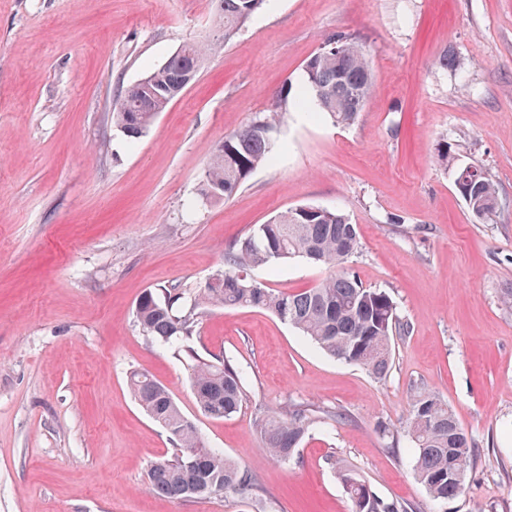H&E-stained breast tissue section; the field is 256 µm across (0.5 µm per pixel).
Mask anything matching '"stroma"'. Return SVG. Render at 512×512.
I'll return each instance as SVG.
<instances>
[{"mask_svg": "<svg viewBox=\"0 0 512 512\" xmlns=\"http://www.w3.org/2000/svg\"><path fill=\"white\" fill-rule=\"evenodd\" d=\"M218 15L219 0H0V512H350L344 465L417 512H512V0H268L129 142L113 101L183 44L223 38ZM338 33L373 64L354 122L284 105L273 163L232 199H202L217 144L284 88L304 92L306 61ZM443 149L492 176L494 221L472 217L453 167L437 163ZM300 205L356 224L347 265L409 331L380 380L269 312L208 308L190 344L236 365L246 391L238 413L211 419L173 349L139 331L135 303L195 291L236 241ZM329 273L292 260L248 275L292 292ZM134 370L257 490L150 492L149 465L173 446L134 401ZM424 391L477 448L445 502L413 471L406 424ZM296 407L317 422L284 464L261 449L258 422Z\"/></svg>", "mask_w": 512, "mask_h": 512, "instance_id": "stroma-1", "label": "stroma"}]
</instances>
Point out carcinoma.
I'll use <instances>...</instances> for the list:
<instances>
[{"mask_svg": "<svg viewBox=\"0 0 512 512\" xmlns=\"http://www.w3.org/2000/svg\"><path fill=\"white\" fill-rule=\"evenodd\" d=\"M266 3V0H220L219 25L229 40ZM338 47L339 52L332 51ZM220 44H187L181 62L162 65L147 74L151 90L133 85L113 103L112 124L130 142L143 137L157 114L172 102L187 74H199L205 57ZM304 73L314 108L338 125H349L365 106L373 85L367 50L347 35L328 38L305 64ZM283 117L276 107L238 132L224 138L204 171L201 196L211 202L228 200L258 168L271 162L270 130ZM455 168L454 185L471 215L487 221L501 206L494 180L472 166ZM347 240H357L356 225L345 215L319 206L290 208L248 237L236 242L225 255L227 269L215 280L186 296L178 288L162 293L144 291L135 305V322L143 335L163 345L177 346L192 337L203 307H255L271 312L296 329L331 357L364 367L372 375H387L394 336L408 325L399 321L396 306L385 292L362 286L348 271L344 251ZM326 265L335 272L298 293L277 292L262 283L252 287L240 274L250 268L292 259ZM197 405L206 416L222 420L236 414L246 393L241 372L222 358H205L188 346L180 349ZM129 388L144 413L166 431L171 455L155 459L148 470L149 488L162 496L181 500L245 494L255 479L245 467L209 448L195 424L180 410L166 387L154 376L133 371ZM315 417L306 409L259 420L261 447L270 457L290 460ZM407 431L412 443L414 471L435 501L459 495L475 456V442L448 404L424 393L411 404ZM352 505L351 512H415L406 503L377 495L352 468L339 471Z\"/></svg>", "mask_w": 512, "mask_h": 512, "instance_id": "carcinoma-1", "label": "carcinoma"}]
</instances>
